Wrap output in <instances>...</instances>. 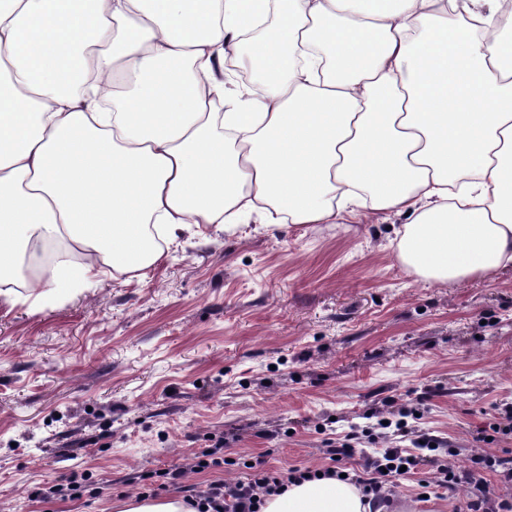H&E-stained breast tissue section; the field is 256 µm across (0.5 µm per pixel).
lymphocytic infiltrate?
Masks as SVG:
<instances>
[{
  "label": "lymphocytic infiltrate",
  "instance_id": "lymphocytic-infiltrate-1",
  "mask_svg": "<svg viewBox=\"0 0 512 512\" xmlns=\"http://www.w3.org/2000/svg\"><path fill=\"white\" fill-rule=\"evenodd\" d=\"M415 411L399 410L387 422L366 426H351L343 437L324 441L323 453L329 466L311 468L292 466L287 470L271 469L264 461L250 465L245 477L234 483L212 481L207 489L191 490L185 502L194 512H261L265 496L284 491L287 485L316 478H336L343 474V461L358 459L360 473L351 475V483L357 485L372 508L392 507V489L401 473H414L420 467H430V479L421 481L425 493L437 489L456 494L460 488L469 491L464 505L465 512H512V451L496 454L487 451L473 452L468 466L455 462L456 449L447 441L427 433H417L411 420ZM395 438L392 447L379 448L378 439ZM368 440L372 451H357L356 443ZM411 441V448H403V441ZM494 473L501 485L500 490L490 489L485 473Z\"/></svg>",
  "mask_w": 512,
  "mask_h": 512
}]
</instances>
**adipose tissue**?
<instances>
[{
    "instance_id": "ef3b65f1",
    "label": "adipose tissue",
    "mask_w": 512,
    "mask_h": 512,
    "mask_svg": "<svg viewBox=\"0 0 512 512\" xmlns=\"http://www.w3.org/2000/svg\"><path fill=\"white\" fill-rule=\"evenodd\" d=\"M511 0H0V296L49 243L132 277L187 225L394 212L398 261L512 265ZM482 22L481 33L449 19ZM256 76L225 97L224 61ZM262 512H369L323 479Z\"/></svg>"
}]
</instances>
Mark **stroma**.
I'll use <instances>...</instances> for the list:
<instances>
[{"label": "stroma", "mask_w": 512, "mask_h": 512, "mask_svg": "<svg viewBox=\"0 0 512 512\" xmlns=\"http://www.w3.org/2000/svg\"><path fill=\"white\" fill-rule=\"evenodd\" d=\"M404 216L218 224L181 232L144 277L116 272L43 299L0 300V512H119L223 440L267 467L327 466L344 435L402 406L457 446L512 405V267L428 283L389 241ZM89 494L45 502L68 477ZM399 481V512H453Z\"/></svg>", "instance_id": "obj_1"}]
</instances>
